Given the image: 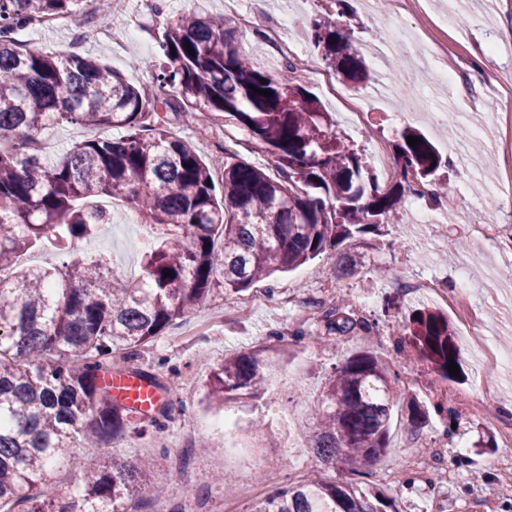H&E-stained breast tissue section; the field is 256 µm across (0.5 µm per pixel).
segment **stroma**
<instances>
[{"label": "stroma", "mask_w": 512, "mask_h": 512, "mask_svg": "<svg viewBox=\"0 0 512 512\" xmlns=\"http://www.w3.org/2000/svg\"><path fill=\"white\" fill-rule=\"evenodd\" d=\"M189 0H129L122 15L124 23H135L139 38L134 42H99L84 39L85 31L97 27L91 14H76L69 27L39 33L26 38V48L38 51H65L76 47L82 56L99 60L123 73L132 82L151 83L149 61L161 59L162 34L169 22L187 7ZM202 10L234 18L258 6L268 14L288 11L301 17L315 16L328 10L330 0H196ZM351 9L341 17L354 45L369 46L366 64L370 81L361 87L345 82L339 73L331 78L337 89L347 94L365 96L373 101L372 121L363 135H356L345 123H337V133L362 154H369L372 142H382L389 157H396V145L405 126L430 132L431 127L419 117L401 111L391 93V75L400 69L402 53L392 41L394 32L406 37L421 36L435 18L430 0H393L379 9L378 17L368 15L361 0H350ZM460 22L447 27L444 39L453 53L448 67L453 79L446 87L431 84L433 64L427 54L414 51L416 67L412 72L419 90L438 111L447 113L450 124L465 127L482 121V135L470 137L460 145L463 164L441 170L439 178L448 186L449 195L458 197L462 209L449 213L445 222L430 228L408 223L407 212L381 225L379 230L345 243L335 250L308 261L294 271L276 274L273 280L254 284L247 297L255 301L251 310H236L238 296L216 288L207 302L177 320L146 347L141 361L155 366L167 383L181 384V391L169 396L170 409L162 426L148 429L136 439L117 437L104 441L92 454L103 463L114 457L153 460L160 477L173 487L166 503L174 512L182 502L176 482L183 473L192 477L191 492L204 498V512H224V501L238 498L239 471L225 461L224 437L217 432L200 431L209 444L202 456H187L183 438L196 420L217 417L219 412H255L264 415L263 430L247 434L252 447L253 468L264 469L267 477L263 491L296 483L314 469L316 460L305 429L321 401L325 377L345 356L359 350H371L394 360L403 374V388L408 395L429 409L430 415L420 427L409 422L405 403L394 409L387 453L369 467L372 485L393 497L398 512H512V470L500 465L506 455L497 425L480 419L474 410L479 395L475 383L479 368L466 351L462 325L456 314L448 321L455 341L463 351V377L443 381L420 363L407 362L395 352L396 342L409 311L427 307L440 309L438 300L412 294L409 284L419 277L436 278L443 290L454 291L457 271L468 265L480 276L472 281L467 300L477 317L491 327L493 349L512 351V322L508 321L501 301L488 289L489 283L512 288V259L496 256L479 246L470 235L471 223L497 224L512 228V206L497 207L500 183L508 171L503 158L494 165L484 159L503 143L505 128L497 119L496 94L491 87L494 75L512 74V0H460ZM171 133L191 143L208 162L223 157L222 149L209 141L207 121L186 113L171 115ZM117 129L91 130L78 125H57L41 134L46 144L45 158L56 162L76 143L92 137H118ZM81 250H105L119 259L129 273H137L141 248L129 232L117 228L99 239L81 242ZM357 260L360 270L352 276L338 272L345 257ZM287 287V295L271 293V286ZM350 299V311L363 319H379L378 334L336 338L329 345L312 342L313 334L324 332V310L334 306L340 296ZM258 350L283 382L277 395L247 406L231 403L225 409L209 406L205 391L213 370L225 353ZM452 412L451 419L434 414L435 404ZM429 434L448 438V457L434 466L427 477H413L411 483L395 481L393 475L404 468L416 443ZM163 448H156V440ZM231 476L229 485L218 483L217 474Z\"/></svg>", "instance_id": "obj_1"}]
</instances>
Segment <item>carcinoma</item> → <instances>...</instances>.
Segmentation results:
<instances>
[{
	"instance_id": "obj_1",
	"label": "carcinoma",
	"mask_w": 512,
	"mask_h": 512,
	"mask_svg": "<svg viewBox=\"0 0 512 512\" xmlns=\"http://www.w3.org/2000/svg\"><path fill=\"white\" fill-rule=\"evenodd\" d=\"M83 2L0 0V139L8 142L0 148V271H11L9 282L0 280V512H149L168 492L154 463L123 457L107 466L70 452L144 434L103 375L145 378L167 401L172 388L137 364L141 347L204 305L213 286L240 294L378 230L406 194L448 166L424 133L407 127L398 144L399 181L382 186L295 76L296 66L277 75L262 69L241 53L226 16L190 8L170 22L162 61L149 63L153 87L72 51L25 49L16 38L36 20L73 16ZM301 24L345 81L370 80L336 12ZM178 112L238 129L253 151L272 158L277 177L226 145L224 180L216 184L193 146L169 132L168 114ZM60 124L116 127L124 135L84 140L49 164L39 134ZM408 136L421 144L410 147ZM98 198L123 202L135 226L155 230L135 276L99 253L74 252L75 243L110 223L88 207ZM47 241L57 264H18ZM322 318L330 335L377 331L335 307ZM402 332L399 353L412 351L441 380H456L448 365H463L448 316L415 309ZM268 379L260 353L231 355L214 370L207 397L218 408L258 402ZM399 383L370 351L334 366L310 419V447L319 470L338 467L352 478L318 474L272 491L254 512H396L391 497L356 477L389 448L392 411L405 399ZM62 466L79 479V496L55 484Z\"/></svg>"
}]
</instances>
